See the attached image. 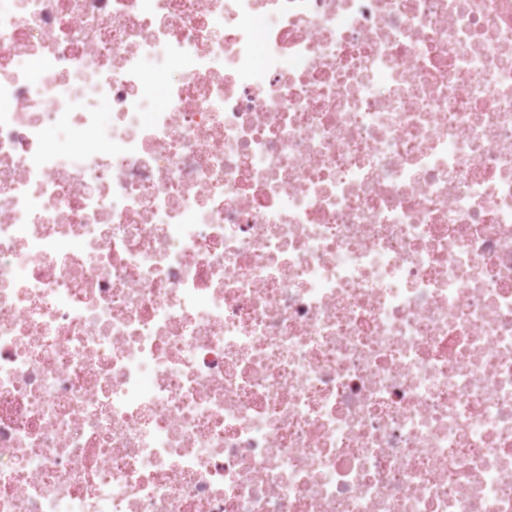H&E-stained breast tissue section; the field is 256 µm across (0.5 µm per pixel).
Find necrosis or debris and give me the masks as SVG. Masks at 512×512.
I'll return each mask as SVG.
<instances>
[{"label": "necrosis or debris", "instance_id": "4bbe7bcc", "mask_svg": "<svg viewBox=\"0 0 512 512\" xmlns=\"http://www.w3.org/2000/svg\"><path fill=\"white\" fill-rule=\"evenodd\" d=\"M0 512H512V0H0Z\"/></svg>", "mask_w": 512, "mask_h": 512}]
</instances>
